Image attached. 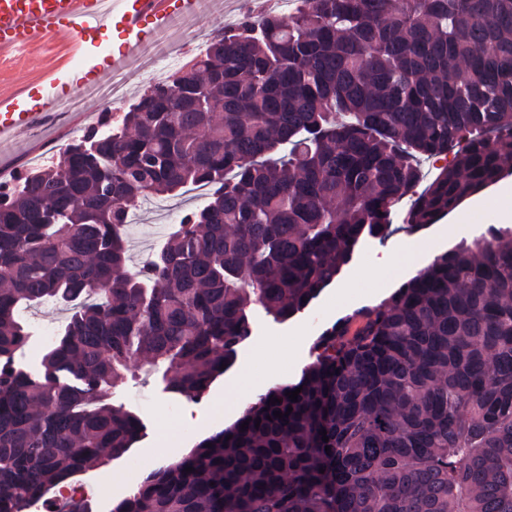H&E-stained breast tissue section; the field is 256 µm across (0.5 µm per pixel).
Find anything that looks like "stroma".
Listing matches in <instances>:
<instances>
[{
  "label": "stroma",
  "mask_w": 512,
  "mask_h": 512,
  "mask_svg": "<svg viewBox=\"0 0 512 512\" xmlns=\"http://www.w3.org/2000/svg\"><path fill=\"white\" fill-rule=\"evenodd\" d=\"M65 54V46L53 41L16 57L0 58V92L8 94L39 85L43 74L55 68ZM68 143L62 125L33 129L1 150L0 158L11 161L14 171L22 174L56 158ZM202 203V198L183 193L156 197L152 205L141 209L136 222L126 228L132 263L141 264L145 250H156L165 241L175 217ZM393 228L386 240L362 239L336 280L290 319L277 321L262 308H253L251 335L203 397L190 400L166 392L160 373H149L147 359L135 358L137 378L110 390L108 400L136 414L144 429L132 448L109 465L81 475V482L89 487L100 479H111L112 499L121 501L147 471L184 456L195 443L232 424L259 395L274 386L297 382L303 369L314 361L313 344L326 327L344 315L380 303L429 266L434 256L473 238L469 232L449 231L444 219L414 233L406 231L398 220ZM405 240L415 245L412 257L395 268L379 266V259ZM67 316L66 310L51 302L22 310L30 338L17 357L18 367L40 374L47 345L43 332L59 331ZM265 348L274 351L273 361L263 359L261 351Z\"/></svg>",
  "instance_id": "35a3bbf8"
}]
</instances>
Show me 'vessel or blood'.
Wrapping results in <instances>:
<instances>
[{"label": "vessel or blood", "mask_w": 512, "mask_h": 512, "mask_svg": "<svg viewBox=\"0 0 512 512\" xmlns=\"http://www.w3.org/2000/svg\"><path fill=\"white\" fill-rule=\"evenodd\" d=\"M172 11V0H0V53L14 52L56 37L70 42V64L62 78L42 84L39 93L20 92L0 99V142L22 131L48 124L62 105V80L77 86L98 78L95 68L80 69L90 48L89 37L111 19H119L126 34L124 49L113 68L151 40Z\"/></svg>", "instance_id": "vessel-or-blood-1"}]
</instances>
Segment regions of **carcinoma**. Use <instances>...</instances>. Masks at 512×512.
<instances>
[{"instance_id":"cac0c4a2","label":"carcinoma","mask_w":512,"mask_h":512,"mask_svg":"<svg viewBox=\"0 0 512 512\" xmlns=\"http://www.w3.org/2000/svg\"><path fill=\"white\" fill-rule=\"evenodd\" d=\"M103 123L95 148L72 143L0 193V512L136 442L139 417L107 399L132 358L198 399L251 336V307L291 318L404 199L418 231L497 182L512 0H298L219 30ZM452 150L418 190L419 158ZM191 185L205 204L131 266L132 204ZM49 299L73 311L34 377L16 366L19 312ZM314 349L298 382L110 512H512V229L436 256Z\"/></svg>"}]
</instances>
